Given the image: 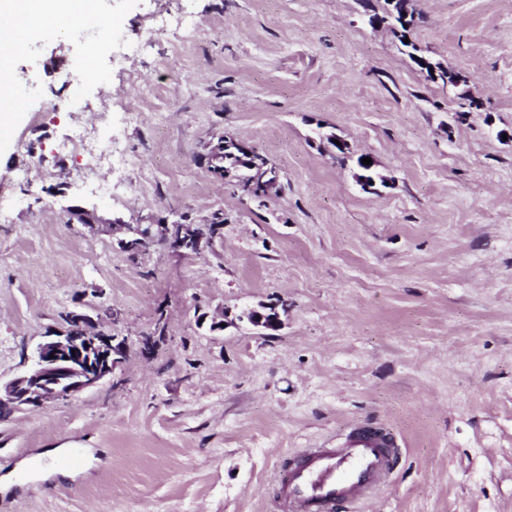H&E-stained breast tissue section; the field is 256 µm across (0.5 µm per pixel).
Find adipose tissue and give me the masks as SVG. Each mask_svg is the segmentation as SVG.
Returning a JSON list of instances; mask_svg holds the SVG:
<instances>
[{
	"label": "adipose tissue",
	"mask_w": 512,
	"mask_h": 512,
	"mask_svg": "<svg viewBox=\"0 0 512 512\" xmlns=\"http://www.w3.org/2000/svg\"><path fill=\"white\" fill-rule=\"evenodd\" d=\"M97 0H0V30L16 44L12 54H0V132L11 130L21 108L15 89L18 53L44 31L63 30L95 16Z\"/></svg>",
	"instance_id": "1"
}]
</instances>
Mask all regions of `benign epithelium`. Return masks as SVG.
<instances>
[{"label":"benign epithelium","instance_id":"benign-epithelium-1","mask_svg":"<svg viewBox=\"0 0 512 512\" xmlns=\"http://www.w3.org/2000/svg\"><path fill=\"white\" fill-rule=\"evenodd\" d=\"M186 230L185 224H163L160 240L173 249L195 253L201 240H190ZM246 317L252 325L267 330L282 325L279 315L268 318L257 309ZM124 358V347L112 345V337L96 329L86 316L73 314L66 330L45 336L37 345L32 364L23 375L0 384V406L14 412L66 400L112 374Z\"/></svg>","mask_w":512,"mask_h":512}]
</instances>
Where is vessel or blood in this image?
<instances>
[{
	"mask_svg": "<svg viewBox=\"0 0 512 512\" xmlns=\"http://www.w3.org/2000/svg\"><path fill=\"white\" fill-rule=\"evenodd\" d=\"M395 445L381 428L365 425L336 445L294 453L280 490L282 512H354L393 475Z\"/></svg>",
	"mask_w": 512,
	"mask_h": 512,
	"instance_id": "b4317fda",
	"label": "vessel or blood"
}]
</instances>
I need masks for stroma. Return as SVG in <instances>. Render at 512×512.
<instances>
[{"label":"stroma","mask_w":512,"mask_h":512,"mask_svg":"<svg viewBox=\"0 0 512 512\" xmlns=\"http://www.w3.org/2000/svg\"><path fill=\"white\" fill-rule=\"evenodd\" d=\"M411 5V40L466 89L369 25L384 0H101L17 59L0 380L70 312L127 357L0 419V512H277L288 455L368 423L401 460L359 512H512V0ZM155 17L171 27L144 41ZM73 111L130 165L58 153ZM223 140L274 168L262 197L214 171ZM213 223L197 253L119 246L130 225ZM261 303L280 330L242 320Z\"/></svg>","instance_id":"obj_1"}]
</instances>
